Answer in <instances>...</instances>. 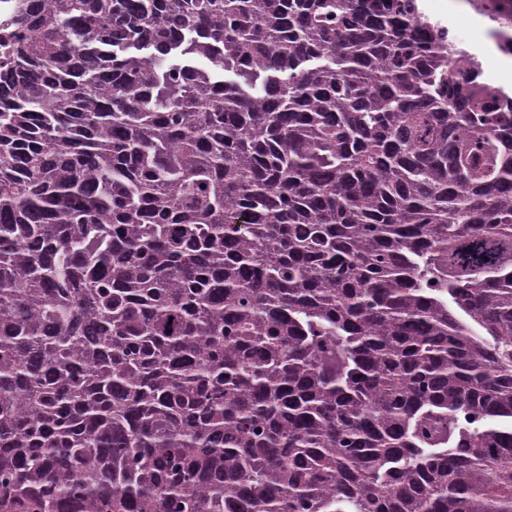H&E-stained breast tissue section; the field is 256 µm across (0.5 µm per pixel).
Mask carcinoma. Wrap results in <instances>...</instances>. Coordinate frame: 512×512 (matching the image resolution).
<instances>
[{
    "label": "carcinoma",
    "instance_id": "obj_1",
    "mask_svg": "<svg viewBox=\"0 0 512 512\" xmlns=\"http://www.w3.org/2000/svg\"><path fill=\"white\" fill-rule=\"evenodd\" d=\"M0 512H512V95L418 0H18Z\"/></svg>",
    "mask_w": 512,
    "mask_h": 512
}]
</instances>
